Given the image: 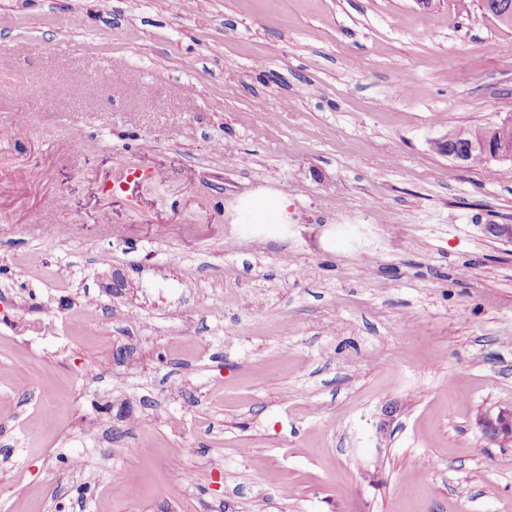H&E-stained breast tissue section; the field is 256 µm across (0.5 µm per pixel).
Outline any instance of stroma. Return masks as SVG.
Masks as SVG:
<instances>
[{
    "label": "stroma",
    "instance_id": "obj_1",
    "mask_svg": "<svg viewBox=\"0 0 512 512\" xmlns=\"http://www.w3.org/2000/svg\"><path fill=\"white\" fill-rule=\"evenodd\" d=\"M509 42L481 0H0V512H512V161L436 146L512 116ZM485 433L493 438L502 436L512 439V411L500 412L495 418L483 421Z\"/></svg>",
    "mask_w": 512,
    "mask_h": 512
}]
</instances>
